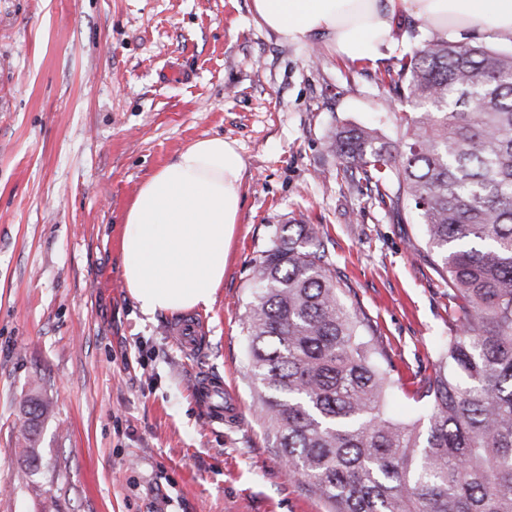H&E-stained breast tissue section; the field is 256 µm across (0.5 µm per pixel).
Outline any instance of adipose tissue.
Here are the masks:
<instances>
[{
	"instance_id": "ef3b65f1",
	"label": "adipose tissue",
	"mask_w": 512,
	"mask_h": 512,
	"mask_svg": "<svg viewBox=\"0 0 512 512\" xmlns=\"http://www.w3.org/2000/svg\"><path fill=\"white\" fill-rule=\"evenodd\" d=\"M260 23L283 39L326 36L353 61L377 60L414 14L434 30L477 31L512 42V0H253ZM244 162L235 142L194 141L144 180L123 218L122 276L147 319L210 306L242 206Z\"/></svg>"
}]
</instances>
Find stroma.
<instances>
[{"mask_svg":"<svg viewBox=\"0 0 512 512\" xmlns=\"http://www.w3.org/2000/svg\"><path fill=\"white\" fill-rule=\"evenodd\" d=\"M376 63L324 38L292 43L252 0H0V512H328L263 422L242 328L254 261L304 224L336 262L403 388L448 335V285L409 206L380 202L326 140L337 126L398 143L409 110L385 77L434 30L397 20ZM236 142L240 222L191 355L146 320L121 275L123 216L140 184L192 142ZM224 379L236 414L209 422L191 392ZM39 394L40 466L24 470L21 408Z\"/></svg>","mask_w":512,"mask_h":512,"instance_id":"35a3bbf8","label":"stroma"}]
</instances>
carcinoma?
<instances>
[{
  "label": "carcinoma",
  "mask_w": 512,
  "mask_h": 512,
  "mask_svg": "<svg viewBox=\"0 0 512 512\" xmlns=\"http://www.w3.org/2000/svg\"><path fill=\"white\" fill-rule=\"evenodd\" d=\"M388 78L415 107L400 143L342 126L328 148L380 199L414 205L448 283V339L413 395L427 423L386 414L391 359L301 224L255 261L252 380L280 457L329 512H512V49L425 40ZM30 402L34 471L48 405Z\"/></svg>",
  "instance_id": "1"
}]
</instances>
